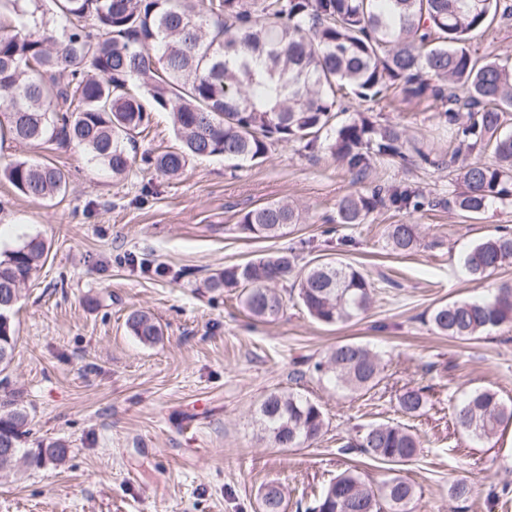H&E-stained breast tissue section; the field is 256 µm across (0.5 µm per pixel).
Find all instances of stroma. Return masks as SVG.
I'll return each mask as SVG.
<instances>
[{
  "label": "stroma",
  "instance_id": "obj_1",
  "mask_svg": "<svg viewBox=\"0 0 512 512\" xmlns=\"http://www.w3.org/2000/svg\"><path fill=\"white\" fill-rule=\"evenodd\" d=\"M373 111L426 146L448 147L447 125L425 105ZM17 159L52 162L68 184L35 201L0 176V252L35 236L48 247L12 317L17 344L6 390L33 418L27 447L61 440L68 453L57 465L0 472V512H259L260 489L272 481L286 489V512H296L346 468L375 484L390 477L387 465L341 447L355 427L394 417L397 395L413 386L430 389L423 415L409 421L421 450L402 470L417 490L414 512H512V426L481 441L461 434L451 416L454 400L473 388L512 401V326L461 340L428 323L440 303L512 284V264L481 284L463 266L477 241L512 228L511 207L493 205L479 220L444 205L339 224L336 201L352 190L350 175L326 148L293 143L256 163L194 159L173 180L139 162L117 181L73 148L0 138V168ZM369 177L408 181L432 197L453 189L449 173L387 160ZM280 200L301 214L283 235L239 228L244 211ZM391 224L417 225V249L393 252ZM285 251L310 265L337 258L367 275L368 314L326 326L291 295L277 320L259 322L236 294L202 287L224 267ZM139 309L161 322L158 344H142L128 329ZM345 340L381 355L376 388L351 393L311 372ZM273 390L323 408L328 425L314 444L277 448L263 438L256 408ZM461 478L470 492L456 499L448 489Z\"/></svg>",
  "mask_w": 512,
  "mask_h": 512
}]
</instances>
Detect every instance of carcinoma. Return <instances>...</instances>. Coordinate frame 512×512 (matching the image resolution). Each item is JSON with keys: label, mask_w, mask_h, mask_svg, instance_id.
<instances>
[{"label": "carcinoma", "mask_w": 512, "mask_h": 512, "mask_svg": "<svg viewBox=\"0 0 512 512\" xmlns=\"http://www.w3.org/2000/svg\"><path fill=\"white\" fill-rule=\"evenodd\" d=\"M512 19V0H0V131L18 144L57 143L75 148L112 176L128 175L135 163L133 135L147 129L152 113L170 111L179 146L142 161L161 176L181 174L189 161L224 156L246 162L266 157L278 143L313 151L321 135L336 162L363 183L373 161L404 166L429 164L458 171L452 192L456 210L482 215L490 205L512 202V64L468 47L471 35L495 20ZM376 104L393 96L426 104L448 125L457 146L435 156L397 126L349 110L342 98ZM492 150L490 162L460 161ZM22 195L44 200L66 190L65 173L51 162L17 160L3 170ZM439 205L413 183L369 184L342 196L336 223L363 224L380 209L408 214ZM296 207L268 202L246 211L241 230L273 238L300 223ZM392 249L418 246L416 224H391ZM45 242L32 237L0 252V289L11 288L12 315L24 286L47 259ZM512 263V232L480 240L465 256L476 281ZM291 287L308 314L323 324H345L365 315L372 285L340 260L297 268L284 253L227 266L206 279L212 292L239 291L255 320L272 322ZM442 336L471 339L512 323V285L487 297L436 306L430 314ZM126 324L145 345L162 339L160 322L146 311ZM12 323L0 324V373L14 356ZM314 373L350 391L370 390L382 380L379 355L344 342L312 365ZM428 388H407L396 398L403 417L421 416ZM0 410V444L41 466L66 457V444L37 448L26 407L10 399ZM257 422L278 448H298L323 432L322 408L303 395L267 393ZM453 420L464 434L490 440L512 424V405L491 389L463 393ZM420 441L399 421L370 423L346 450L386 465L405 466ZM413 483L396 474L374 487L355 469L336 475L305 512H412ZM262 512H284L281 485L262 488Z\"/></svg>", "instance_id": "carcinoma-1"}]
</instances>
